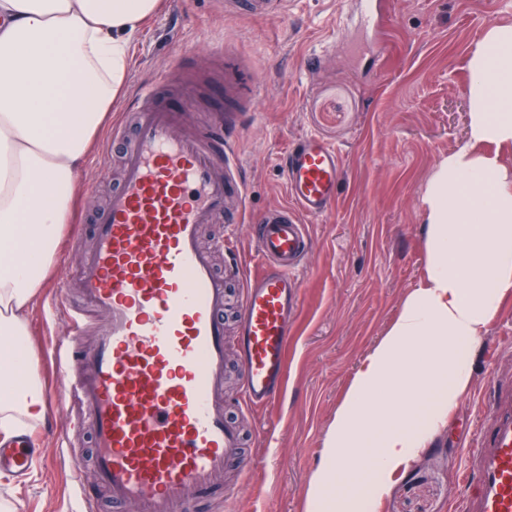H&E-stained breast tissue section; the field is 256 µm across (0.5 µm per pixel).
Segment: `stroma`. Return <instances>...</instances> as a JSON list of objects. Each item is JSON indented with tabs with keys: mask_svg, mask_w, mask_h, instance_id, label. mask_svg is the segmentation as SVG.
Instances as JSON below:
<instances>
[{
	"mask_svg": "<svg viewBox=\"0 0 512 512\" xmlns=\"http://www.w3.org/2000/svg\"><path fill=\"white\" fill-rule=\"evenodd\" d=\"M359 0H286L266 17H241L224 0H164L138 33L128 84L87 157L70 224L29 312L28 372L41 384L45 419L26 475L0 469V499L13 512H75L72 468L87 470L89 432L61 441L71 405L54 395L51 344L63 323L51 305L76 297L75 276L92 244L100 210L118 186L121 144L114 124L136 104L135 89L173 76L179 46L190 97H173L181 131L197 130L224 109V60L216 40L244 63L258 86L238 120L228 153L242 193L205 239L236 228L229 262L252 269L248 227L266 210L289 204L283 160L292 140L313 134L341 152L338 202L308 220L311 250L300 271L301 308L288 340V386L271 413L281 422L251 450L234 480L240 512H305L309 479L325 435L364 359L385 335L426 265L422 197L440 159L467 142L468 62L485 30L512 22V0H382L383 40L357 23ZM467 392L428 448L393 476L377 512H458L466 444L494 382L512 375V292L474 349ZM71 467L57 463L61 444Z\"/></svg>",
	"mask_w": 512,
	"mask_h": 512,
	"instance_id": "1",
	"label": "stroma"
}]
</instances>
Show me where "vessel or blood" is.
<instances>
[{
  "label": "vessel or blood",
  "mask_w": 512,
  "mask_h": 512,
  "mask_svg": "<svg viewBox=\"0 0 512 512\" xmlns=\"http://www.w3.org/2000/svg\"><path fill=\"white\" fill-rule=\"evenodd\" d=\"M140 96L121 187L78 274L84 305L71 311L56 349L58 395L76 408L74 427L92 430L95 483L118 510L133 502L139 512H186L210 495L229 507L235 496L224 490V472L243 462L244 442L224 412L226 288L213 263L224 244L200 240L202 225L224 212L228 129L178 132L163 84ZM342 176L333 145L297 140L285 164L291 205L251 225L258 263L245 277L237 336L241 394L253 412L268 411L287 386L297 271L310 244L305 221L334 207ZM89 308L106 319L87 350ZM78 364L86 373L75 374ZM468 458L477 483L460 512H512V378L495 385ZM29 459L26 440L0 448V465L22 471Z\"/></svg>",
  "instance_id": "b4317fda"
}]
</instances>
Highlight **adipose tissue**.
Here are the masks:
<instances>
[{
	"mask_svg": "<svg viewBox=\"0 0 512 512\" xmlns=\"http://www.w3.org/2000/svg\"><path fill=\"white\" fill-rule=\"evenodd\" d=\"M163 0H0V439L35 431L26 316L51 267L91 143L132 47ZM468 141L423 195L427 262L355 374L323 443L306 512H374L471 381L469 348L512 292V25L469 63Z\"/></svg>",
	"mask_w": 512,
	"mask_h": 512,
	"instance_id": "obj_1",
	"label": "adipose tissue"
}]
</instances>
